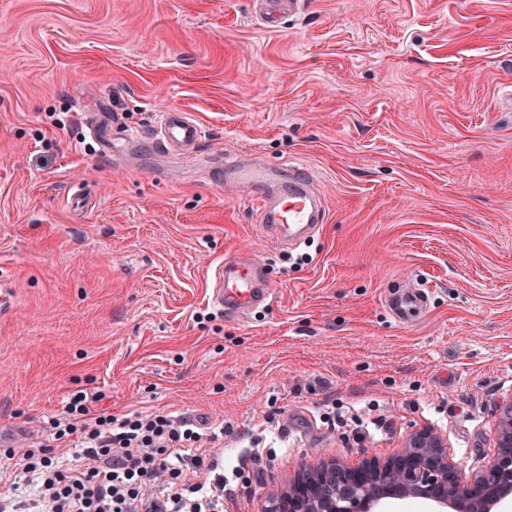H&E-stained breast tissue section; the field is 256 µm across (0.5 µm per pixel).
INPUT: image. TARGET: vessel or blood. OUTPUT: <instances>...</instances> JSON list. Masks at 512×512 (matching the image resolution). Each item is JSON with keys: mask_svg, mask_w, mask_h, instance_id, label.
<instances>
[{"mask_svg": "<svg viewBox=\"0 0 512 512\" xmlns=\"http://www.w3.org/2000/svg\"><path fill=\"white\" fill-rule=\"evenodd\" d=\"M261 19L267 27H278L284 13L294 11L300 0H259ZM86 123L99 145L102 157L112 158L145 150L163 158L181 156L203 160L212 170H222L226 185L246 192L257 204L264 236L280 247L306 242L326 220L324 200L316 190L307 166L291 162L272 167L248 159L226 160L202 149L204 131L188 113L170 110L160 113L154 136L124 129L102 112L87 114ZM274 298L268 265L251 252L225 256L210 275L208 302L237 320ZM392 318L403 325L421 320L429 310V295L409 288L387 302Z\"/></svg>", "mask_w": 512, "mask_h": 512, "instance_id": "obj_1", "label": "vessel or blood"}]
</instances>
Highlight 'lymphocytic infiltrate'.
Wrapping results in <instances>:
<instances>
[{
    "label": "lymphocytic infiltrate",
    "instance_id": "1",
    "mask_svg": "<svg viewBox=\"0 0 512 512\" xmlns=\"http://www.w3.org/2000/svg\"><path fill=\"white\" fill-rule=\"evenodd\" d=\"M78 391L48 421L49 436L0 452V512H224L239 467L203 457V432L181 415L121 418ZM74 449L60 463L57 449Z\"/></svg>",
    "mask_w": 512,
    "mask_h": 512
}]
</instances>
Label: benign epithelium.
<instances>
[{"label": "benign epithelium", "mask_w": 512, "mask_h": 512, "mask_svg": "<svg viewBox=\"0 0 512 512\" xmlns=\"http://www.w3.org/2000/svg\"><path fill=\"white\" fill-rule=\"evenodd\" d=\"M496 443L494 454L466 481L431 428L410 434L385 461L371 457L348 467L321 458L300 469L265 512H374L385 496L429 498L453 512H492L512 498V398L501 406Z\"/></svg>", "instance_id": "benign-epithelium-1"}]
</instances>
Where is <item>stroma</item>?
Returning a JSON list of instances; mask_svg holds the SVG:
<instances>
[{
  "label": "stroma",
  "mask_w": 512,
  "mask_h": 512,
  "mask_svg": "<svg viewBox=\"0 0 512 512\" xmlns=\"http://www.w3.org/2000/svg\"><path fill=\"white\" fill-rule=\"evenodd\" d=\"M189 113L205 150L305 163L326 222L282 249L192 160L100 157L83 124ZM238 250L276 298L231 321L208 270ZM309 260L296 264L294 256ZM0 442L69 393L260 443L231 512H263L322 455L441 434L466 471L512 396V0H0ZM430 292L398 324L385 300ZM300 0H257L261 4L260 18L267 27L276 28L284 13H292L300 3Z\"/></svg>",
  "instance_id": "1"
}]
</instances>
